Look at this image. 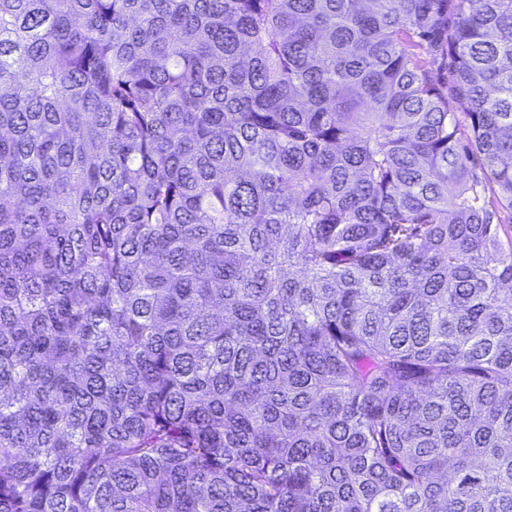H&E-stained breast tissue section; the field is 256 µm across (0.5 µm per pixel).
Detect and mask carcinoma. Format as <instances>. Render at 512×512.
Listing matches in <instances>:
<instances>
[{
  "mask_svg": "<svg viewBox=\"0 0 512 512\" xmlns=\"http://www.w3.org/2000/svg\"><path fill=\"white\" fill-rule=\"evenodd\" d=\"M512 0H0V512H512Z\"/></svg>",
  "mask_w": 512,
  "mask_h": 512,
  "instance_id": "carcinoma-1",
  "label": "carcinoma"
}]
</instances>
